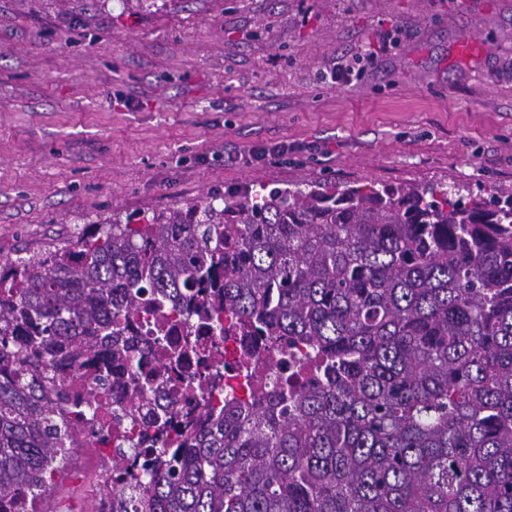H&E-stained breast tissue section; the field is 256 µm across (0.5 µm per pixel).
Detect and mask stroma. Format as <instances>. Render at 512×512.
I'll return each mask as SVG.
<instances>
[{
    "mask_svg": "<svg viewBox=\"0 0 512 512\" xmlns=\"http://www.w3.org/2000/svg\"><path fill=\"white\" fill-rule=\"evenodd\" d=\"M314 179L511 195L512 0H0V262Z\"/></svg>",
    "mask_w": 512,
    "mask_h": 512,
    "instance_id": "obj_1",
    "label": "stroma"
}]
</instances>
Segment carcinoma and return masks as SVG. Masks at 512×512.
<instances>
[{
	"mask_svg": "<svg viewBox=\"0 0 512 512\" xmlns=\"http://www.w3.org/2000/svg\"><path fill=\"white\" fill-rule=\"evenodd\" d=\"M215 201L0 265V502L42 499L101 391L133 381L129 409L152 408L125 320L192 303L290 373L206 412L110 512H512V195L314 181Z\"/></svg>",
	"mask_w": 512,
	"mask_h": 512,
	"instance_id": "carcinoma-1",
	"label": "carcinoma"
}]
</instances>
